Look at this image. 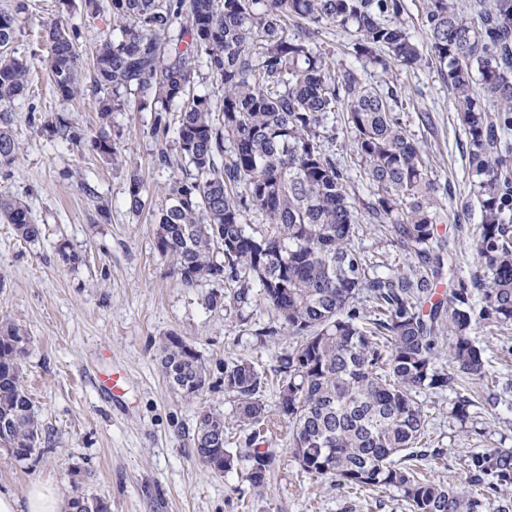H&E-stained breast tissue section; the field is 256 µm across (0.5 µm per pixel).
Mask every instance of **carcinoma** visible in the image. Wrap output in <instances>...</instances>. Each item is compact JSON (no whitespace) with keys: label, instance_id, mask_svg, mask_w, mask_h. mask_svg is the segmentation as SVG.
<instances>
[{"label":"carcinoma","instance_id":"carcinoma-1","mask_svg":"<svg viewBox=\"0 0 512 512\" xmlns=\"http://www.w3.org/2000/svg\"><path fill=\"white\" fill-rule=\"evenodd\" d=\"M112 34L97 47L91 91L103 118L133 96L140 112L155 113L150 135L160 165L182 170L163 190L156 214L157 251L173 257L187 288L224 284L207 296L211 309L224 298L248 302L247 277L278 313L280 330L300 342L275 368L277 410L263 401L267 376L245 356L224 362V392L239 400L250 430L245 452L228 447L224 417L201 408L193 450L205 467L243 469L255 487L265 484L280 419L303 470L352 489L395 488L408 512H490V497L512 486V459L486 452L468 460L469 482L484 491L458 490L402 467L394 456L424 438L417 401L422 391L453 387L462 377L487 376L483 351L470 336L482 320L512 326V0H425L423 30L433 58L448 78L468 140V167L477 188L481 222L475 251L483 275L458 281L448 302H431L444 258L434 201L436 183L423 152L396 113L398 93L368 86L355 68H333L324 28L353 37L352 50L385 71L394 63L424 66L419 44L402 19L403 0H110ZM16 0L0 8V170L17 159L14 100L27 89L31 65L15 56ZM48 55L41 60L63 98L80 92L83 63L76 27L61 18L46 24ZM206 68L223 92L220 109L194 90ZM495 102L493 112L479 97ZM346 113L351 154L374 189L368 212L388 226L394 242L415 260L412 272L382 274L352 245L355 212L348 175L326 146L323 130ZM164 112L179 113L175 152ZM40 131L91 146L116 164L118 143L100 128L92 137L63 115L41 121ZM130 208L149 194L132 171ZM260 218L263 231L246 222ZM0 219L25 239L38 225L27 207L0 197ZM480 297H475V294ZM364 298L370 313L357 307ZM452 333V372L435 364L443 327ZM27 338L0 323V449L23 461L41 435L23 384ZM160 370L188 398L211 388L197 351L170 335L160 347ZM69 512H109L83 495Z\"/></svg>","mask_w":512,"mask_h":512}]
</instances>
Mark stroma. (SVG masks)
Returning <instances> with one entry per match:
<instances>
[{
	"label": "stroma",
	"instance_id": "stroma-1",
	"mask_svg": "<svg viewBox=\"0 0 512 512\" xmlns=\"http://www.w3.org/2000/svg\"><path fill=\"white\" fill-rule=\"evenodd\" d=\"M20 16L17 54L32 65L31 82L14 103L16 163L0 170V196L23 200L42 235L21 238L0 222V321L15 323L28 338L23 360L25 387L42 426L39 447L18 462L0 452V487L24 495L35 481L55 488L63 500L83 495L106 502L110 512H407L395 489L356 492L308 474L289 453L288 427L280 425L276 456L265 484L257 488L241 472L215 473L192 454L200 407L224 418L236 448L248 432L238 418V401L225 394L224 363L245 355L273 371L293 339L279 332L276 312L250 280V300L206 305L216 283L185 287L172 257L155 248V214L171 171L155 158L149 130L153 113L126 109L101 121L89 86L73 98L60 97L40 59L46 53L43 25L65 15L80 30L77 50L90 63L112 31L108 0L91 15L66 9L59 0H26ZM323 40L339 66L358 68L367 83L397 88V111L428 158L440 185L444 215L438 226L457 274L472 280L481 268L472 243L480 204L468 168V141L446 76L433 65L389 71L357 59L349 33L326 28ZM60 113L87 138L72 143L41 132L39 119ZM107 128L118 139L119 164L104 161L88 138ZM329 149L346 166L348 193L356 207L354 247L370 261L405 271L409 254L370 220L372 190L362 179L346 133L336 132ZM138 169L150 188L145 209L127 203L126 175ZM79 262H70V254ZM268 336H260V329ZM177 335L192 345L209 368L212 389L189 399L173 392L159 366V346ZM471 336L482 349L491 375L454 388L419 394L427 419L425 451L441 454L422 462L436 480L467 486L464 462L483 449L512 454V326L474 324ZM121 368L128 384L123 397L100 395L99 374ZM468 399L470 418L460 423L450 411Z\"/></svg>",
	"mask_w": 512,
	"mask_h": 512
}]
</instances>
